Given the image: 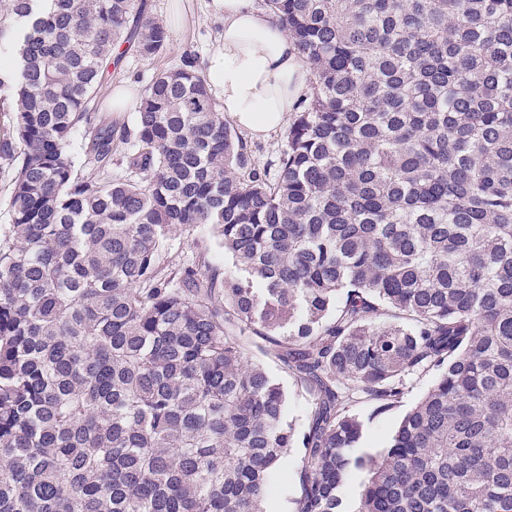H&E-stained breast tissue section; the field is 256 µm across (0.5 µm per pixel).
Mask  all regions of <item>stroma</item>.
Masks as SVG:
<instances>
[{"label": "stroma", "mask_w": 512, "mask_h": 512, "mask_svg": "<svg viewBox=\"0 0 512 512\" xmlns=\"http://www.w3.org/2000/svg\"><path fill=\"white\" fill-rule=\"evenodd\" d=\"M146 11L167 26L169 31L168 49L151 58H142L135 48L122 44V62L118 70L106 74L99 92L98 115L112 118L114 122L133 126L136 107L128 105L124 111L112 109V93L115 88L128 83L137 91H144L154 73L159 70L180 65L184 56L197 58L201 71H208L212 57L221 47L220 34L224 24V12L217 0H146ZM286 128H278L265 137L246 136L248 151L257 166L265 169L269 176L278 173L279 157L286 146ZM209 247V260L220 271L231 268L230 260L225 257L210 227L197 230L194 238L174 236L169 240L165 257L175 268L191 265L197 255V244ZM254 360L262 363L270 374L276 377L288 391L287 418L294 424H302L311 406V396L296 381L281 369L279 363L271 357L254 353ZM438 378V372L428 369L413 375L408 382V393L403 406L378 414L368 401H361L356 409L367 419L366 432L362 446L368 450L383 448L404 414L406 407L417 402ZM300 453L291 450L288 455L287 469L277 471L272 481V490L264 502L265 512H292V501L300 493L299 472Z\"/></svg>", "instance_id": "obj_1"}]
</instances>
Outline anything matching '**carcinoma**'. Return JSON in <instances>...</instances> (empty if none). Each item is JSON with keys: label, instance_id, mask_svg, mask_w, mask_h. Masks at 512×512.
I'll return each mask as SVG.
<instances>
[{"label": "carcinoma", "instance_id": "1", "mask_svg": "<svg viewBox=\"0 0 512 512\" xmlns=\"http://www.w3.org/2000/svg\"><path fill=\"white\" fill-rule=\"evenodd\" d=\"M265 5L310 72L274 179L189 58L97 122L142 0L0 5V512H264L293 448L294 512H512V0ZM203 225L235 271L165 264ZM251 356L254 360L262 363L270 374L283 383L284 387L288 390L287 419L296 426L302 424L311 406L312 398L310 394L300 385H297L290 375L283 372L279 363L271 357L262 355L256 350L251 353ZM438 375L439 371L435 369H428L413 375L408 381V393L402 405L382 414L373 413L374 405L361 400L354 408L362 414L367 422L362 448L373 451L383 448L401 416L430 389Z\"/></svg>", "mask_w": 512, "mask_h": 512}]
</instances>
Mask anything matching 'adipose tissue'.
Listing matches in <instances>:
<instances>
[{
    "mask_svg": "<svg viewBox=\"0 0 512 512\" xmlns=\"http://www.w3.org/2000/svg\"><path fill=\"white\" fill-rule=\"evenodd\" d=\"M223 48L207 83L224 114L260 137L281 127L306 89L309 72L283 27L253 0H220Z\"/></svg>",
    "mask_w": 512,
    "mask_h": 512,
    "instance_id": "adipose-tissue-1",
    "label": "adipose tissue"
}]
</instances>
